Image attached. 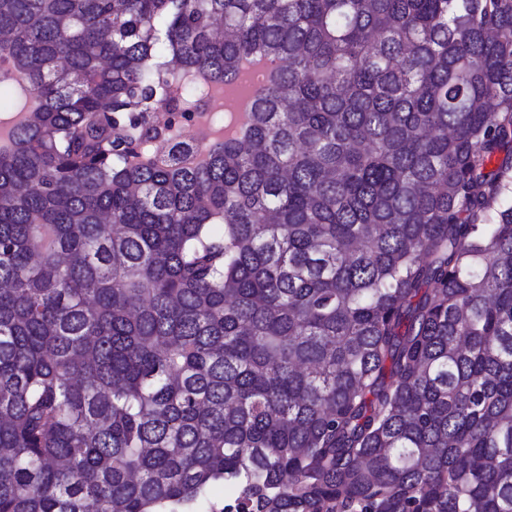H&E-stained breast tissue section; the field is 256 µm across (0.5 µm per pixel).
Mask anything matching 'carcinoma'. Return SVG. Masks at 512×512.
Returning <instances> with one entry per match:
<instances>
[{
	"instance_id": "cac0c4a2",
	"label": "carcinoma",
	"mask_w": 512,
	"mask_h": 512,
	"mask_svg": "<svg viewBox=\"0 0 512 512\" xmlns=\"http://www.w3.org/2000/svg\"><path fill=\"white\" fill-rule=\"evenodd\" d=\"M0 72V512H512V0H0Z\"/></svg>"
}]
</instances>
